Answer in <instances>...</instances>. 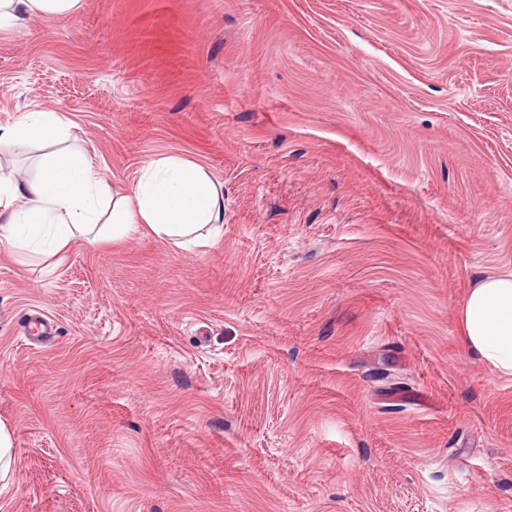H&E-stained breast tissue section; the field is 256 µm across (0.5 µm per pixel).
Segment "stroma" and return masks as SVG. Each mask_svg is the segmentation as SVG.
Masks as SVG:
<instances>
[{"instance_id": "1", "label": "stroma", "mask_w": 512, "mask_h": 512, "mask_svg": "<svg viewBox=\"0 0 512 512\" xmlns=\"http://www.w3.org/2000/svg\"><path fill=\"white\" fill-rule=\"evenodd\" d=\"M36 107L125 187L202 164L224 235L0 244V512H512L458 321L512 270V0H84L0 29Z\"/></svg>"}]
</instances>
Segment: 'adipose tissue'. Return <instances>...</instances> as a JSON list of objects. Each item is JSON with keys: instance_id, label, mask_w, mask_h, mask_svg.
<instances>
[{"instance_id": "obj_1", "label": "adipose tissue", "mask_w": 512, "mask_h": 512, "mask_svg": "<svg viewBox=\"0 0 512 512\" xmlns=\"http://www.w3.org/2000/svg\"><path fill=\"white\" fill-rule=\"evenodd\" d=\"M83 0H0V29L33 18L69 15ZM74 124L48 111L22 113L0 131V153L49 145L33 177L0 176V242L40 256L63 253L72 242L95 244L139 228L190 250L224 233V193L200 163L177 154L141 168L132 189L103 178L92 159L63 148ZM467 349L494 373L512 376V271L486 275L469 288L459 314Z\"/></svg>"}]
</instances>
